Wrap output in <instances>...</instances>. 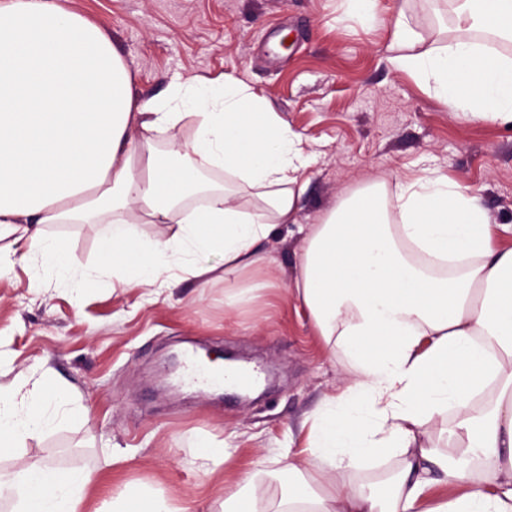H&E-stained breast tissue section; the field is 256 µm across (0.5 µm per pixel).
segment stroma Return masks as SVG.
<instances>
[{
  "instance_id": "1",
  "label": "stroma",
  "mask_w": 512,
  "mask_h": 512,
  "mask_svg": "<svg viewBox=\"0 0 512 512\" xmlns=\"http://www.w3.org/2000/svg\"><path fill=\"white\" fill-rule=\"evenodd\" d=\"M98 26L133 75L138 101L164 102L176 81L227 77L249 85L312 154L297 221L263 244L271 263L238 278L256 298L224 315V282L175 281L160 296L112 287L109 227L51 224L75 265L99 277L73 286L31 256L0 270V384L68 386L90 409L0 458L9 474L41 460L90 474L80 512L148 483L189 512H219L224 487L250 471L279 500L280 454L297 447L306 414L339 390L352 365L331 355L292 297L302 229L362 181L388 185L431 172L468 189L492 223L512 225V127L462 117L388 58L398 4L427 42L452 20L444 0H380L376 17L347 18L342 0H56ZM43 285L34 291L33 278ZM236 352L269 370L249 398L172 387L178 346ZM228 458L198 470L210 447Z\"/></svg>"
}]
</instances>
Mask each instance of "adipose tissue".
Instances as JSON below:
<instances>
[{"mask_svg":"<svg viewBox=\"0 0 512 512\" xmlns=\"http://www.w3.org/2000/svg\"><path fill=\"white\" fill-rule=\"evenodd\" d=\"M460 29L512 40V0H454ZM390 64L444 105L512 124V58L455 38L425 43L405 8ZM104 34L54 0H0V261L39 254L55 277L78 272L48 224L108 220L112 285L158 295L175 277L243 275L260 244L295 223L311 155L252 88L191 79L162 104L138 103ZM191 121L194 136L160 160L150 133ZM244 183L183 208L193 173ZM175 222L142 239L143 222ZM477 197L443 178L368 181L310 225L289 285L319 335L354 372L308 415L272 506L256 473L224 489L223 512H512V246ZM87 417L65 386L0 388V457L56 425L51 407ZM449 418L447 445L426 448ZM400 459L387 489L352 470ZM90 477L32 464L0 474L12 512H79ZM105 512H187L149 484L114 493Z\"/></svg>","mask_w":512,"mask_h":512,"instance_id":"adipose-tissue-1","label":"adipose tissue"}]
</instances>
